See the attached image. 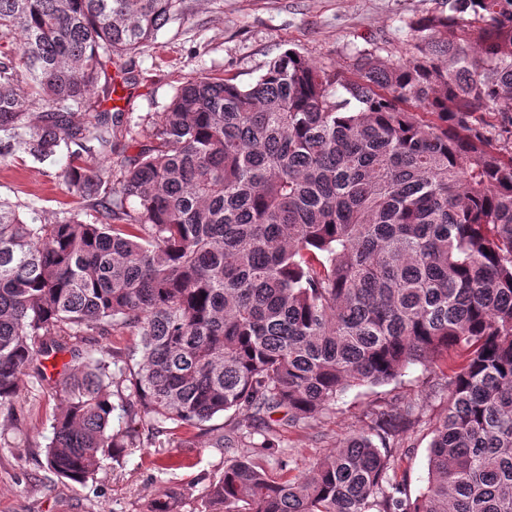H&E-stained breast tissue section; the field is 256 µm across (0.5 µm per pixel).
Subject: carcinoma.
<instances>
[{"label": "carcinoma", "mask_w": 512, "mask_h": 512, "mask_svg": "<svg viewBox=\"0 0 512 512\" xmlns=\"http://www.w3.org/2000/svg\"><path fill=\"white\" fill-rule=\"evenodd\" d=\"M446 3L410 23L408 57L294 50L248 87L192 78L124 127L149 143L115 164L120 114L88 94L185 0H0V38L23 36L0 50V162L64 150L90 201L44 224L0 199V415L46 358L78 362L49 472L84 484L179 432L243 449L198 512H512V0ZM128 327L127 353L82 349ZM448 359L419 495L389 452L409 406L300 478L254 461L348 389Z\"/></svg>", "instance_id": "cac0c4a2"}]
</instances>
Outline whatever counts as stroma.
<instances>
[{
	"label": "stroma",
	"instance_id": "35a3bbf8",
	"mask_svg": "<svg viewBox=\"0 0 512 512\" xmlns=\"http://www.w3.org/2000/svg\"><path fill=\"white\" fill-rule=\"evenodd\" d=\"M446 0H187L183 20L163 29L156 41L126 59L132 81L121 103L123 123L158 120L185 81L206 73L247 86L270 60L294 49L320 65L345 64L358 50L408 54L412 20L445 11ZM65 153L36 161L0 164V197L37 209L53 223L85 202L64 178ZM436 378L422 365L408 367L397 380L361 386L340 395L310 425L284 427V457L265 456L271 473L298 478L343 440L367 430V416L391 404H413L423 420L393 454L411 493L427 484L430 419L440 401L430 392ZM60 409L59 391L23 378L13 420L0 425V512H149L166 492L180 491L178 512H195L206 485L224 468L221 448L181 449V465L167 467L164 448H135L122 464L100 470L86 484L61 481L43 469L50 422Z\"/></svg>",
	"mask_w": 512,
	"mask_h": 512
}]
</instances>
